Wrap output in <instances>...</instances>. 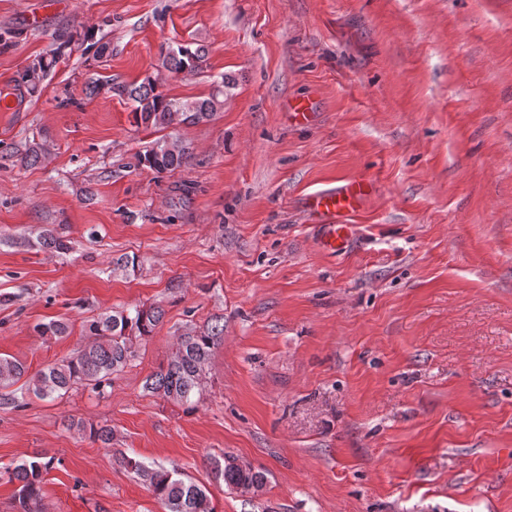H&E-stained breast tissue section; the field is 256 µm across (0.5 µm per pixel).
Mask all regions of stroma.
Wrapping results in <instances>:
<instances>
[{"label":"stroma","mask_w":512,"mask_h":512,"mask_svg":"<svg viewBox=\"0 0 512 512\" xmlns=\"http://www.w3.org/2000/svg\"><path fill=\"white\" fill-rule=\"evenodd\" d=\"M43 2L0 0V89L56 33L86 41L0 112V356L34 373L100 313L165 317L104 394L18 407L0 389V466L56 459L41 512H164L118 451L178 469L215 512H512V0ZM185 43L203 71L160 70ZM221 74L196 125L139 128L127 98L86 95L95 75H155L192 101ZM162 138L191 161L138 166ZM36 143L48 155L22 164ZM351 178L374 193L328 254L306 201ZM48 229L67 252L40 246ZM54 319L68 335H40ZM215 323L194 411L145 390L177 336ZM228 453L264 473L257 496L215 481Z\"/></svg>","instance_id":"35a3bbf8"}]
</instances>
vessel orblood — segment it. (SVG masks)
<instances>
[{
  "mask_svg": "<svg viewBox=\"0 0 512 512\" xmlns=\"http://www.w3.org/2000/svg\"><path fill=\"white\" fill-rule=\"evenodd\" d=\"M370 192V183L361 178L310 196L308 206L319 226L323 249L335 253L348 248L354 227L347 224L345 218L364 204Z\"/></svg>",
  "mask_w": 512,
  "mask_h": 512,
  "instance_id": "b4317fda",
  "label": "vessel or blood"
}]
</instances>
